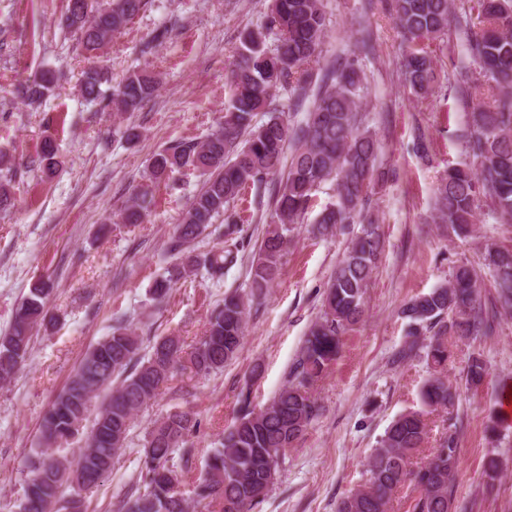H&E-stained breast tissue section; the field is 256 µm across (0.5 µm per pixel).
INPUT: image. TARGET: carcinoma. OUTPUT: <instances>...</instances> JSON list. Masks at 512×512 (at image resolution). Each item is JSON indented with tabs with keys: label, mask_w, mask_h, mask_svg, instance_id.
<instances>
[{
	"label": "carcinoma",
	"mask_w": 512,
	"mask_h": 512,
	"mask_svg": "<svg viewBox=\"0 0 512 512\" xmlns=\"http://www.w3.org/2000/svg\"><path fill=\"white\" fill-rule=\"evenodd\" d=\"M478 28L469 29L470 51L479 66L478 77L464 81L472 101L465 149L472 162L448 167L435 195L436 218L464 232L477 223L480 195L489 196L493 212L512 220V0H467ZM147 0H68L62 26L75 31L93 59L81 82L82 96L103 97L111 82L108 69L96 62L112 36L130 24ZM395 24L409 51L404 80L411 93L432 95L439 74L423 43L448 34L460 23L455 0H392ZM323 0H270L263 26L245 31L236 47L229 77L231 97L224 121L201 141L184 142L154 155L147 183L133 189L120 219L142 224L153 204L155 185L183 169L205 177L203 189L190 200L175 225L166 251L174 264L154 282V299L166 296L190 275L218 281L244 247L238 239L204 255L195 244L209 235L213 220L225 214L224 236L236 233L239 217L228 211L250 184L266 185L272 199L269 228L250 268V294H231L210 315L204 335L189 350L178 336H161L148 357L140 356L142 341L119 324L112 334L88 349L68 385L54 398L41 419L43 447L35 450L32 471L25 480L19 512H81L82 493L99 485L112 471L124 447L133 417L156 400L162 388L188 370L207 376L224 369L238 354L245 333L249 297L260 296L277 279L280 260L292 226L306 213L312 192L323 183L335 185L336 201L317 219L331 233L340 224H359L324 295L323 312L312 325L287 383L265 407L252 405L250 391L239 393L238 417L215 442L204 477L194 487L195 500L206 512H253L271 491L280 461L288 448L319 415L311 386L326 374L340 352V336L364 312L367 283L382 251L377 220L365 213L370 186L385 179L376 166L379 143L360 125L364 78L347 60L313 72L326 34ZM277 45L268 47L269 36ZM59 82L53 70H43L21 85L19 94L31 105L50 96ZM159 77L147 70L129 73L112 87L109 102L121 114L141 108L158 90ZM288 93L293 110L305 106L303 120L291 123L276 92ZM267 120L257 124L258 113ZM58 161L52 142L44 143L38 166L47 175ZM15 159L0 155V210L13 204ZM489 268L504 308H512V250L486 247ZM479 276L461 264L447 283L407 302L401 314L408 320L410 341L399 352L409 358L427 336L426 356L433 373L421 389L422 410L401 414L391 422L367 462L369 479L339 503L337 512H389L399 489L414 493L412 512H456L453 482L458 471L456 431L448 430L441 446L431 450L421 466L413 455L429 438L426 416L454 405L458 387L444 369L451 352L448 337L485 336L493 324L480 314ZM51 281L41 277L17 308L11 329L0 336V383L10 382L24 365L33 330L53 320L47 306ZM488 375L481 354H471L464 370L465 388L480 386ZM104 399L87 424L90 403ZM197 419L174 408L145 438L136 496L120 502L116 512H189L179 490L175 454L190 458L186 437L196 431ZM84 440L76 464L57 455L70 441ZM70 497H63V489Z\"/></svg>",
	"instance_id": "cac0c4a2"
}]
</instances>
